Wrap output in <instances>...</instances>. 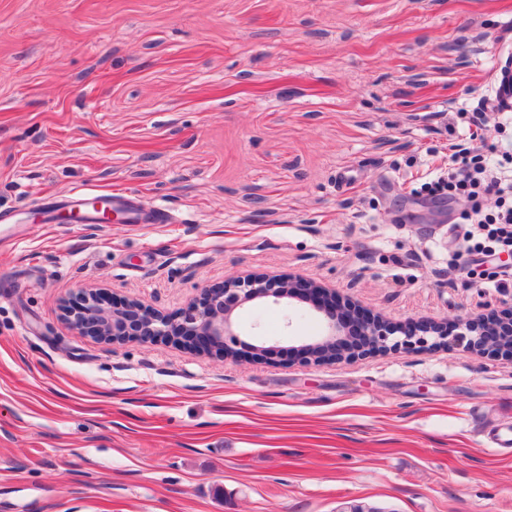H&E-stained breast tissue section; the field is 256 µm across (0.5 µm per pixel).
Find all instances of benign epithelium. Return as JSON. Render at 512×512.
<instances>
[{"mask_svg":"<svg viewBox=\"0 0 512 512\" xmlns=\"http://www.w3.org/2000/svg\"><path fill=\"white\" fill-rule=\"evenodd\" d=\"M271 298L276 304L298 301L321 315L325 332L293 348L306 365L355 362L365 356L402 350L406 353L457 349L469 355L501 356L512 360V316L499 321L493 313H477L453 322L420 320L394 324L380 314L347 306L336 292L297 277L248 275L229 278L201 290L177 314L169 315L135 300L115 301L101 292L82 294L78 305H62L64 319L100 341L121 345L129 341H168L187 350L219 353L224 360L252 361L266 348L250 345L231 329L233 312L243 303Z\"/></svg>","mask_w":512,"mask_h":512,"instance_id":"obj_1","label":"benign epithelium"}]
</instances>
